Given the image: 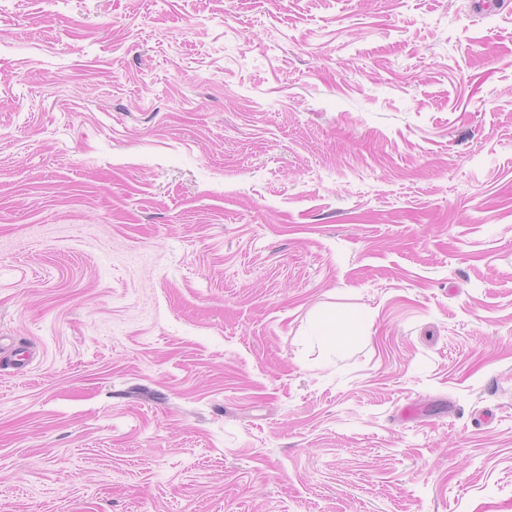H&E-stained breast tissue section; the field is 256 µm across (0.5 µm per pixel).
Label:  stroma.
<instances>
[{
    "label": "stroma",
    "instance_id": "35a3bbf8",
    "mask_svg": "<svg viewBox=\"0 0 512 512\" xmlns=\"http://www.w3.org/2000/svg\"><path fill=\"white\" fill-rule=\"evenodd\" d=\"M0 512H512V0H0Z\"/></svg>",
    "mask_w": 512,
    "mask_h": 512
}]
</instances>
